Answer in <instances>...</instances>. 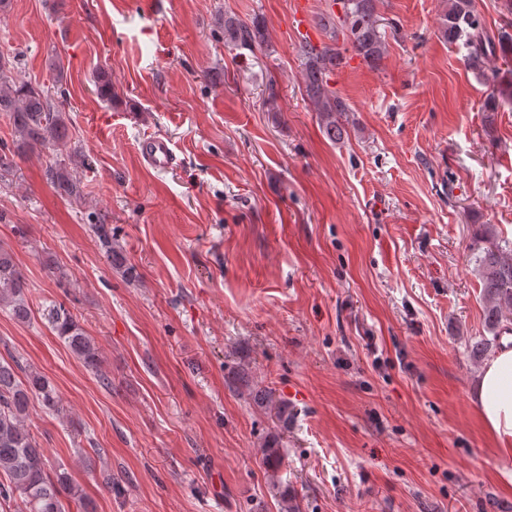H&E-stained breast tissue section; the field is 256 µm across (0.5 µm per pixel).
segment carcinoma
Instances as JSON below:
<instances>
[{
    "label": "carcinoma",
    "mask_w": 512,
    "mask_h": 512,
    "mask_svg": "<svg viewBox=\"0 0 512 512\" xmlns=\"http://www.w3.org/2000/svg\"><path fill=\"white\" fill-rule=\"evenodd\" d=\"M339 6L336 28L350 42L355 54L368 66L375 67L386 53L384 33L379 31L380 0H333ZM504 26L489 32L472 7V0H448L444 13V36L448 43H462L468 67L492 84L493 93L486 111L498 110L499 101L512 103V69L488 67L490 58H512V0H504ZM231 42L236 47L252 48L265 43V33L258 27L238 24L232 28ZM306 59L305 93L318 112L323 132L336 142L345 134L343 118L350 111L345 99L329 89L328 73L344 63L345 56L336 44L321 47L306 41L301 46ZM0 112L7 114L16 138L17 150L35 145L58 146L68 139V125L60 97L20 79L0 61ZM56 191L68 198L81 197L67 163L48 170ZM107 256L112 250V229L106 224L93 227ZM485 326L492 338H483L476 351L483 354L495 344L499 330L512 321V257L496 244L479 257ZM0 309L17 321L31 318L29 288L12 255L0 249ZM45 319L70 351L86 366L99 369L101 352L92 337L63 304L48 308ZM25 378H19V373ZM37 400L45 410L60 413V400L52 383L38 371H25L15 357L0 360V508L14 512H66L63 499L75 501L83 512H94L90 500L75 485L69 472L51 467L48 458L28 428L30 405Z\"/></svg>",
    "instance_id": "obj_1"
}]
</instances>
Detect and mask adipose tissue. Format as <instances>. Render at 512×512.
I'll list each match as a JSON object with an SVG mask.
<instances>
[{"label": "adipose tissue", "mask_w": 512, "mask_h": 512, "mask_svg": "<svg viewBox=\"0 0 512 512\" xmlns=\"http://www.w3.org/2000/svg\"><path fill=\"white\" fill-rule=\"evenodd\" d=\"M473 398L498 455L512 459V348H502L483 366Z\"/></svg>", "instance_id": "ef3b65f1"}]
</instances>
